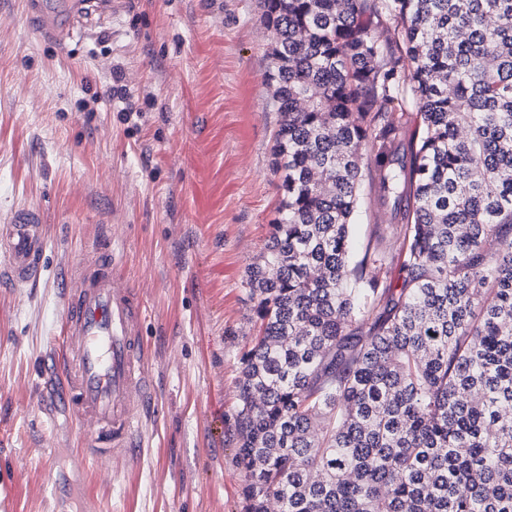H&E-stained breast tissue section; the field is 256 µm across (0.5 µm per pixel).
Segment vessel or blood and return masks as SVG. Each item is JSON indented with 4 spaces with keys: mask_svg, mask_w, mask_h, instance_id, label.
<instances>
[{
    "mask_svg": "<svg viewBox=\"0 0 512 512\" xmlns=\"http://www.w3.org/2000/svg\"><path fill=\"white\" fill-rule=\"evenodd\" d=\"M39 34L64 45L77 37L87 12L109 0H26ZM47 236L39 214L16 211L0 221V286L23 289L44 271ZM119 250L92 246L64 274L62 342L55 354L62 404L73 418L94 467L141 456L143 418L156 398L141 335L146 307L121 274Z\"/></svg>",
    "mask_w": 512,
    "mask_h": 512,
    "instance_id": "vessel-or-blood-1",
    "label": "vessel or blood"
}]
</instances>
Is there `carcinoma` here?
<instances>
[{"label":"carcinoma","mask_w":512,"mask_h":512,"mask_svg":"<svg viewBox=\"0 0 512 512\" xmlns=\"http://www.w3.org/2000/svg\"><path fill=\"white\" fill-rule=\"evenodd\" d=\"M259 9L281 197L243 281L244 512H512V0ZM366 181L393 234L355 259Z\"/></svg>","instance_id":"carcinoma-1"}]
</instances>
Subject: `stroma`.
<instances>
[{
  "mask_svg": "<svg viewBox=\"0 0 512 512\" xmlns=\"http://www.w3.org/2000/svg\"><path fill=\"white\" fill-rule=\"evenodd\" d=\"M86 28L59 46L23 0H0V219L37 212L48 239L40 283L0 289V498L12 512H86L92 497L107 512H243L242 280L280 196L258 0H112ZM115 82L123 99L108 95ZM103 239L144 297L158 392L144 454L109 472L75 456L49 360L59 277ZM55 481L67 489L58 501Z\"/></svg>",
  "mask_w": 512,
  "mask_h": 512,
  "instance_id": "obj_1",
  "label": "stroma"
}]
</instances>
